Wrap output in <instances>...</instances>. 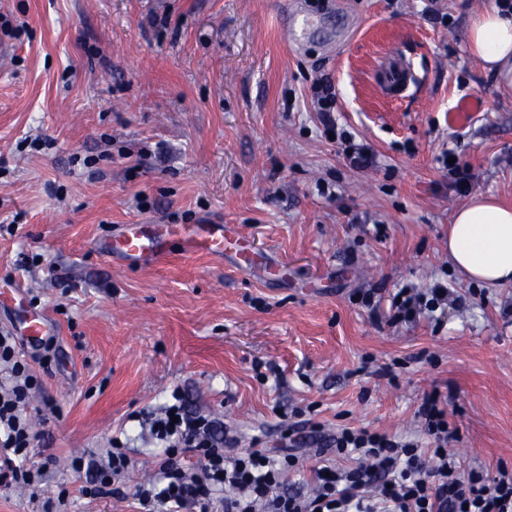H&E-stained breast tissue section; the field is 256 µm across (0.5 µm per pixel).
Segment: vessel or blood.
Wrapping results in <instances>:
<instances>
[{"label": "vessel or blood", "mask_w": 512, "mask_h": 512, "mask_svg": "<svg viewBox=\"0 0 512 512\" xmlns=\"http://www.w3.org/2000/svg\"><path fill=\"white\" fill-rule=\"evenodd\" d=\"M379 75L381 88L396 97L404 96L417 82L410 65L399 56L387 57ZM174 237L180 238L188 251L204 252L220 259L236 261L248 253L246 235L236 225L223 223L158 224L149 233L138 225L130 224L102 244L100 253L127 264L142 263L164 255ZM52 332V323L39 312L29 313L17 329L18 335L30 344L39 342Z\"/></svg>", "instance_id": "b4317fda"}]
</instances>
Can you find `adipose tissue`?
Here are the masks:
<instances>
[{"label":"adipose tissue","mask_w":512,"mask_h":512,"mask_svg":"<svg viewBox=\"0 0 512 512\" xmlns=\"http://www.w3.org/2000/svg\"><path fill=\"white\" fill-rule=\"evenodd\" d=\"M471 51L496 72L503 89L512 88V13L499 8L474 18L468 32ZM448 257L471 280L488 285L512 283V207L477 196L453 215Z\"/></svg>","instance_id":"adipose-tissue-1"}]
</instances>
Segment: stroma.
I'll use <instances>...</instances> for the list:
<instances>
[{"instance_id":"obj_1","label":"stroma","mask_w":512,"mask_h":512,"mask_svg":"<svg viewBox=\"0 0 512 512\" xmlns=\"http://www.w3.org/2000/svg\"><path fill=\"white\" fill-rule=\"evenodd\" d=\"M291 0H0V331L48 314L49 343H18L40 380L30 412L34 488L0 486V512H138L92 498L74 458L130 459L126 488L154 473L144 414L180 392L193 408L279 449L307 439L287 488L309 490L316 425L413 434L425 393L448 389L464 467L512 463V283L465 278L448 259L465 201L439 157L471 168V195L512 206V92L471 56L473 18L494 0H305L345 26L285 42ZM405 57L408 96L375 80ZM330 79L338 127L374 154L350 167L311 107ZM96 157L86 170L83 157ZM331 186L336 198L321 196ZM241 225L263 278L172 242L129 266L100 255L127 224ZM29 269L15 273L19 255ZM447 282L441 321L389 324L364 291Z\"/></svg>"}]
</instances>
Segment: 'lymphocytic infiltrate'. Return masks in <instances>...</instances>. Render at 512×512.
<instances>
[{
    "label": "lymphocytic infiltrate",
    "mask_w": 512,
    "mask_h": 512,
    "mask_svg": "<svg viewBox=\"0 0 512 512\" xmlns=\"http://www.w3.org/2000/svg\"><path fill=\"white\" fill-rule=\"evenodd\" d=\"M447 284L401 288L390 303L391 319L412 321L433 315L448 304ZM0 364L9 369L0 383V483L36 486L39 473L24 468L32 444L33 424L26 413L39 381L21 359L11 334L0 333ZM448 397L440 390L425 394L418 414L429 440L403 439L366 429L338 428L325 435L318 456L351 459V467H319L309 492L285 489L283 476L298 458L295 439L282 454L264 448H241L233 432L215 433V422L190 411L183 401L148 418L163 453L152 479L140 483L133 497L140 512H512V465L499 463L495 473L462 472L450 449L458 437L448 421ZM195 452L200 467L184 468L178 450Z\"/></svg>",
    "instance_id": "obj_1"
}]
</instances>
